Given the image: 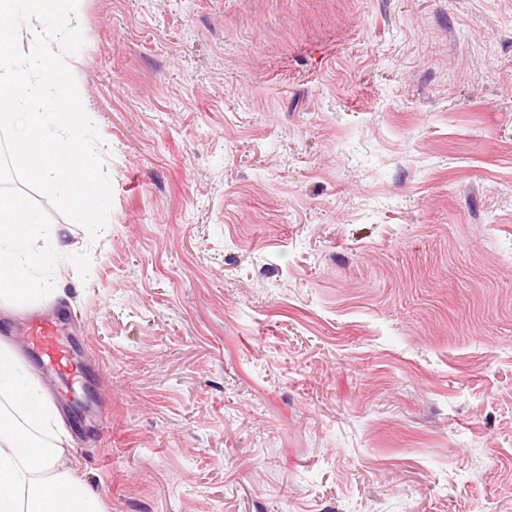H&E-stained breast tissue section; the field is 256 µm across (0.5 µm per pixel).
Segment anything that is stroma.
<instances>
[{
  "label": "stroma",
  "mask_w": 512,
  "mask_h": 512,
  "mask_svg": "<svg viewBox=\"0 0 512 512\" xmlns=\"http://www.w3.org/2000/svg\"><path fill=\"white\" fill-rule=\"evenodd\" d=\"M112 207L0 301L85 338L105 512H512V0H79Z\"/></svg>",
  "instance_id": "stroma-1"
}]
</instances>
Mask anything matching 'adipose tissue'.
I'll return each mask as SVG.
<instances>
[{
  "instance_id": "1",
  "label": "adipose tissue",
  "mask_w": 512,
  "mask_h": 512,
  "mask_svg": "<svg viewBox=\"0 0 512 512\" xmlns=\"http://www.w3.org/2000/svg\"><path fill=\"white\" fill-rule=\"evenodd\" d=\"M41 229L27 201L0 194V298L32 295L31 272L69 252L52 235L39 247ZM51 444H43L40 433ZM64 431L38 380L14 351L0 344V512H103L97 495L61 461Z\"/></svg>"
}]
</instances>
